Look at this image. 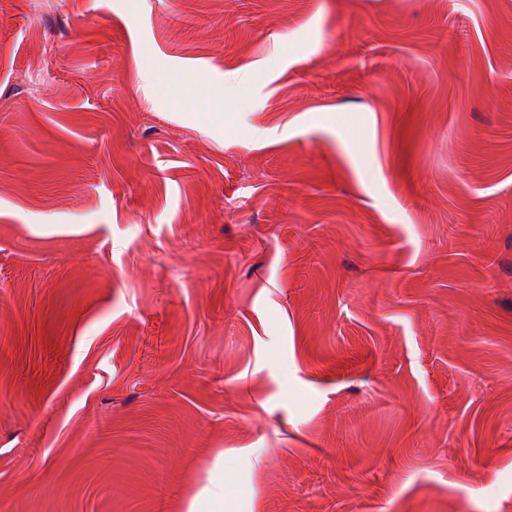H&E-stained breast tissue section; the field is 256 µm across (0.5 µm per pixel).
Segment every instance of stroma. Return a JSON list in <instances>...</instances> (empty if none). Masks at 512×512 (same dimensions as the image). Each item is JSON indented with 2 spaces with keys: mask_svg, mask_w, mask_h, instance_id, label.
Segmentation results:
<instances>
[{
  "mask_svg": "<svg viewBox=\"0 0 512 512\" xmlns=\"http://www.w3.org/2000/svg\"><path fill=\"white\" fill-rule=\"evenodd\" d=\"M219 490L512 512V0H0V512ZM158 90L168 95L173 107H179L189 98L207 96L206 87L198 82L182 79L180 76L165 75L157 78L155 76ZM212 101V106L208 109L207 112H204L202 116V121L206 125L215 122L224 123V116L230 112H235L239 103L237 100L224 99V95L222 97H217Z\"/></svg>",
  "mask_w": 512,
  "mask_h": 512,
  "instance_id": "35a3bbf8",
  "label": "stroma"
}]
</instances>
